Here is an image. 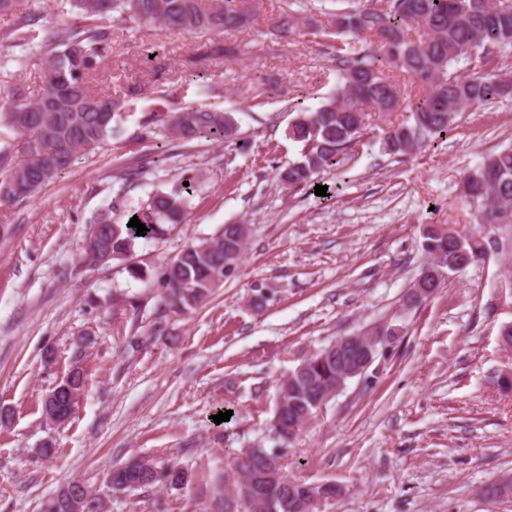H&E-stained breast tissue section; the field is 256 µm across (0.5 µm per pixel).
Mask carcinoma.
<instances>
[{
  "label": "carcinoma",
  "instance_id": "cac0c4a2",
  "mask_svg": "<svg viewBox=\"0 0 512 512\" xmlns=\"http://www.w3.org/2000/svg\"><path fill=\"white\" fill-rule=\"evenodd\" d=\"M343 4L330 9L325 3ZM79 11L84 23L62 24L39 46L45 61V84L33 99L27 87L14 83L7 99H0V128L14 134L16 143L0 148V200L22 202L49 183L67 174L81 158L95 153L112 137V122L119 111H130L138 92L128 91L117 101L96 92L90 78L98 58L112 48L115 18L155 24L179 34L236 30L251 19L245 0H65ZM318 13L301 10L279 14L273 35L291 37L309 23L325 35H334L336 46V93L315 109L304 105L299 95L291 109L297 113L288 134L302 143L301 160L278 173L288 189L309 188L323 173L342 169L368 134L365 113L392 112L404 103L397 73L416 78L422 92L409 101L411 122L385 131L379 138L381 152L400 160L423 146H431L452 131L458 116L472 107L492 104L512 94V81L483 69L492 48L512 47V0H386L375 9L362 0H320ZM323 19H318V16ZM37 16L20 13L6 36L19 46L29 44ZM470 67L460 71L459 63ZM163 128L177 140L224 143L237 138L238 127L224 112L194 106L177 112L150 114L141 125L148 136ZM22 159L17 161L14 154ZM149 169L136 167L133 176L122 179L112 195L118 212L134 180ZM170 193L157 192L134 211L147 228H136L105 215L90 226L80 251L81 262L105 268L114 260L132 255L136 241L162 240L183 222L188 197L198 174L188 169ZM465 197L485 216L487 224H512V148L484 157L464 178ZM250 228L226 224L214 235L186 245L161 267L157 289L149 296L115 294L113 305L136 312L152 303L153 332L169 333L170 322L202 307L235 275L242 261ZM495 245L479 231L461 234L444 224H429L423 231L422 249L428 257L425 268L434 276L420 277L407 291L403 307L420 306L444 287L450 274L463 265L482 260ZM392 326L355 335L360 345L377 352V346L396 336ZM84 347L75 345L67 376L54 389L52 403H42L46 421H68L85 387L81 367ZM350 380L346 367L336 357V345L328 344L300 361L278 382L276 404L267 431L274 447L262 444L242 448L232 460L233 486L247 506L246 512H322L338 493L330 482L308 483L291 477L281 448L297 436L336 397V390ZM194 474L176 464L146 458H131L112 468L105 479L111 495L154 487L188 490ZM105 496L72 481L47 498L42 512H104Z\"/></svg>",
  "mask_w": 512,
  "mask_h": 512
}]
</instances>
